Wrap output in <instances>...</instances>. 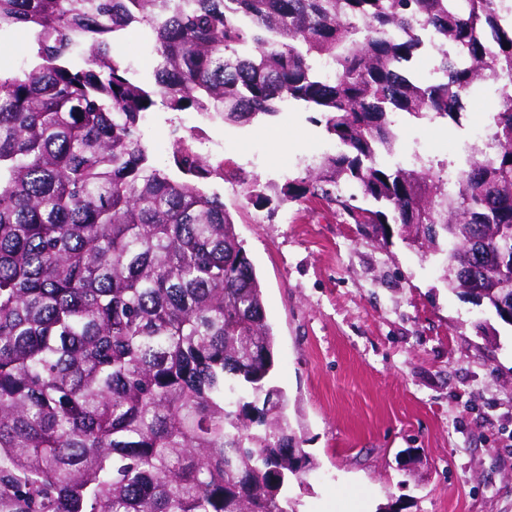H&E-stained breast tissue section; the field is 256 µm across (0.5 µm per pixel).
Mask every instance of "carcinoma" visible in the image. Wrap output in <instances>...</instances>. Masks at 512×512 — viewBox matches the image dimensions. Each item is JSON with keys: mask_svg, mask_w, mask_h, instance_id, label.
Here are the masks:
<instances>
[{"mask_svg": "<svg viewBox=\"0 0 512 512\" xmlns=\"http://www.w3.org/2000/svg\"><path fill=\"white\" fill-rule=\"evenodd\" d=\"M498 2L0 0V36L26 41L19 73L0 75V512H295L289 482L313 468L269 382L256 270L224 198L200 186L218 170L179 137L175 180L141 143L158 96L243 123L304 103L346 150L284 199L398 225L499 314L498 289L474 295L456 275L472 235L512 241V16ZM136 24L151 84L111 54ZM423 28L440 40L427 83L411 76ZM477 84L499 108L454 190L425 162L377 164L394 113L456 122Z\"/></svg>", "mask_w": 512, "mask_h": 512, "instance_id": "carcinoma-1", "label": "carcinoma"}]
</instances>
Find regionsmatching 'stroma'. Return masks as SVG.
I'll list each match as a JSON object with an SVG mask.
<instances>
[{"instance_id":"1","label":"stroma","mask_w":512,"mask_h":512,"mask_svg":"<svg viewBox=\"0 0 512 512\" xmlns=\"http://www.w3.org/2000/svg\"><path fill=\"white\" fill-rule=\"evenodd\" d=\"M496 93L464 99L460 123L403 120L398 150L424 148L434 169L489 124ZM140 134L172 178L176 137L192 139L223 178L224 198L263 291L275 337L273 381L315 467L288 495L296 512H512V326L441 280L443 256L399 233L356 223L340 205L276 192L301 180L331 139L318 113L293 102L248 123L157 106ZM266 199L250 200L240 176Z\"/></svg>"}]
</instances>
